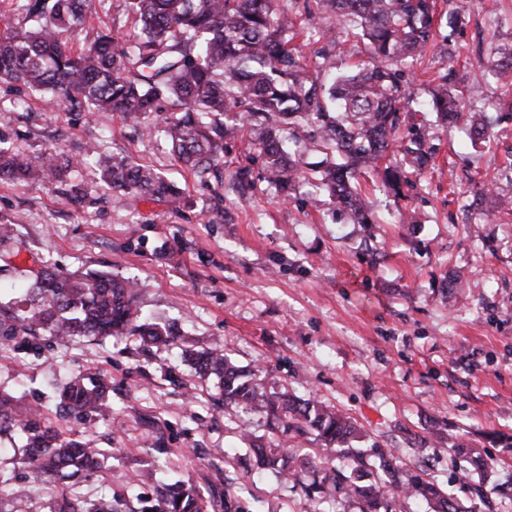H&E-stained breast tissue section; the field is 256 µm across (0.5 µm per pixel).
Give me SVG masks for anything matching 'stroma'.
Here are the masks:
<instances>
[{
    "label": "stroma",
    "instance_id": "35a3bbf8",
    "mask_svg": "<svg viewBox=\"0 0 512 512\" xmlns=\"http://www.w3.org/2000/svg\"><path fill=\"white\" fill-rule=\"evenodd\" d=\"M461 23L449 40L466 76V109L494 111L497 84L476 48L512 45V0H452ZM111 29L118 44L134 31L124 0H96L78 40ZM492 145L472 147L464 123H434L425 136L437 170L417 176L397 199L380 179H360L378 218L351 223L325 193L301 183L282 200L261 187L240 199L229 181L182 167L162 134L146 136L110 112L89 113L0 81V145L36 157L54 148L69 158L87 146L164 172L195 201L179 213L164 204L117 200L92 168L68 172L83 198L62 185L0 180V223L16 227L0 246V266L34 271H106L137 282L144 310L175 322L189 340L220 347L240 367L270 372L267 392L316 398L349 415L357 447L392 448L405 463L423 461L431 478L468 502L469 481L452 447L477 448L492 479L512 475V117ZM467 192L455 199L449 179ZM498 200L482 220L467 198L483 184ZM416 211L417 224L406 223ZM99 371L112 381V409L93 429L107 452L79 489L88 499L122 491L154 468L206 488L232 478L239 512H302L300 486L253 477L245 448L278 440L314 455L317 445L288 432L272 435L263 417L214 404L215 382L164 348L135 339L50 337L0 349V384L24 404H54V381ZM225 484V483H224Z\"/></svg>",
    "mask_w": 512,
    "mask_h": 512
}]
</instances>
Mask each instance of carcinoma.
I'll return each instance as SVG.
<instances>
[{
  "label": "carcinoma",
  "instance_id": "carcinoma-1",
  "mask_svg": "<svg viewBox=\"0 0 512 512\" xmlns=\"http://www.w3.org/2000/svg\"><path fill=\"white\" fill-rule=\"evenodd\" d=\"M140 23L128 36L130 49L114 48L111 33L76 49L65 34L81 29L92 0H14L29 23L26 30L0 33V79L34 90L61 94L89 112H119L150 133L152 115L164 98L174 113L161 133L175 160L200 174L219 172L230 141L247 130L256 154L231 171L233 188L246 199L255 191L251 164L261 160L263 179L283 200L296 185L315 179L355 224H374L354 181L372 170L396 198H408L411 175L433 164L422 125H409L411 137L398 140L410 108L406 76L428 50L436 47L441 28L455 30L458 16L438 11L437 0H292L296 12L324 15L367 59L340 73L325 72L294 44L299 32L279 0H125ZM455 60L429 80L433 87L425 109L437 121L466 117L471 144L498 135L491 122L464 115L463 92L453 84ZM485 66L496 82L512 88V49L494 46ZM306 129L300 138L293 130ZM290 129L283 137L284 129ZM323 158L310 166V149ZM101 179L118 196H149L173 209L192 208L161 173L125 158H94ZM71 159L48 151L32 160L0 148V179L53 184ZM15 297L0 302V345L19 336H50L59 343L81 337L122 339L137 336L147 347L179 350L183 361L202 377L216 379L218 400L266 417L271 429L311 434L336 453L338 464L285 453L278 448H251L257 469L302 486L312 501L327 492L346 499L355 512H404L414 498L430 512H471L437 481L423 477L419 466L403 467L394 450L378 449L374 469L364 452L352 446L358 430L351 418L317 400H301L288 391L267 393L263 378L236 366L214 348H198L181 338L169 321L145 314L137 284L108 272L63 273L46 269L31 284L20 269ZM51 409L19 410L17 397L0 389V436L10 438L18 462L32 483H61L67 489L49 512H203L199 487L188 479L158 482L155 497L132 507L116 493L89 500L74 485L100 467L101 449L92 439L61 426L75 419L82 425L105 417L112 382L102 376L74 377L57 387ZM471 483V498L491 507L488 464ZM34 497L31 487L16 488L0 473V512H14L15 501Z\"/></svg>",
  "mask_w": 512,
  "mask_h": 512
}]
</instances>
